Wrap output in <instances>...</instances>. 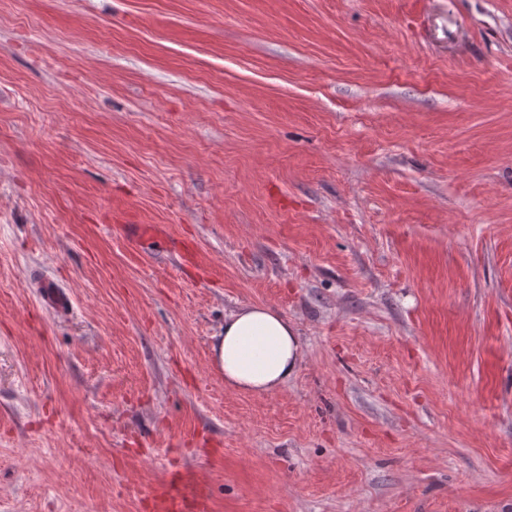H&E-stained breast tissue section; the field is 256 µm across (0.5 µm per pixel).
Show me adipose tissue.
<instances>
[{"instance_id": "obj_1", "label": "adipose tissue", "mask_w": 512, "mask_h": 512, "mask_svg": "<svg viewBox=\"0 0 512 512\" xmlns=\"http://www.w3.org/2000/svg\"><path fill=\"white\" fill-rule=\"evenodd\" d=\"M214 368L237 392L264 395L279 389L301 360L297 329L263 305H244L224 316V328L210 349Z\"/></svg>"}]
</instances>
